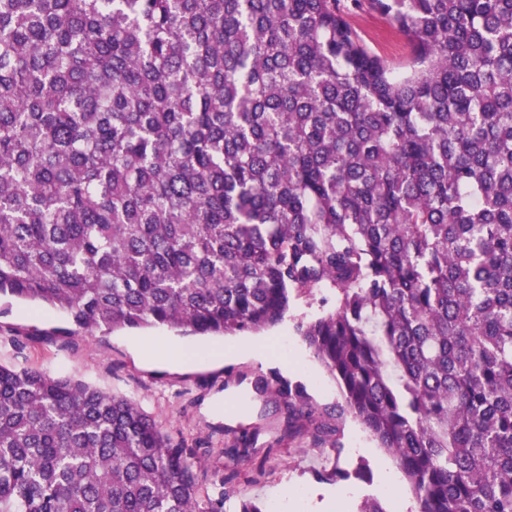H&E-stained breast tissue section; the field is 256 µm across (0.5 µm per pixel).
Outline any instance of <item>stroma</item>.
I'll use <instances>...</instances> for the list:
<instances>
[{
    "instance_id": "35a3bbf8",
    "label": "stroma",
    "mask_w": 512,
    "mask_h": 512,
    "mask_svg": "<svg viewBox=\"0 0 512 512\" xmlns=\"http://www.w3.org/2000/svg\"><path fill=\"white\" fill-rule=\"evenodd\" d=\"M348 20L365 45L393 65L406 63L410 47L392 23L379 13L359 9ZM336 295L322 289L293 296L284 321L259 333L225 338L238 355L207 357L210 338L182 337L165 327L89 333L58 310H39L10 297L0 299V363L39 368L68 376L137 402L162 432L194 448L202 465L196 468L200 489L216 495L219 480L231 470L256 471L242 483V497L264 512H358L373 497L391 512L394 497L414 503L415 497L393 457L353 419H345L342 452L317 446L305 435L283 441L285 415L273 399L257 398L253 382L279 373L305 387L321 408L340 401V389L314 357L299 325L334 311ZM189 350L172 359L171 348ZM258 429L255 456L231 465L223 450L234 430ZM291 496H284V489Z\"/></svg>"
}]
</instances>
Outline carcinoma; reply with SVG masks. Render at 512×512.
<instances>
[{
	"instance_id": "carcinoma-1",
	"label": "carcinoma",
	"mask_w": 512,
	"mask_h": 512,
	"mask_svg": "<svg viewBox=\"0 0 512 512\" xmlns=\"http://www.w3.org/2000/svg\"><path fill=\"white\" fill-rule=\"evenodd\" d=\"M412 48L396 69L347 21ZM417 512H512V0H0V297L237 336L290 292ZM285 433L315 407L275 374ZM247 433L224 454L251 458ZM136 403L0 363V512H224ZM348 21L375 54L394 66L406 63L410 47L392 23L379 13L367 8L351 12Z\"/></svg>"
}]
</instances>
